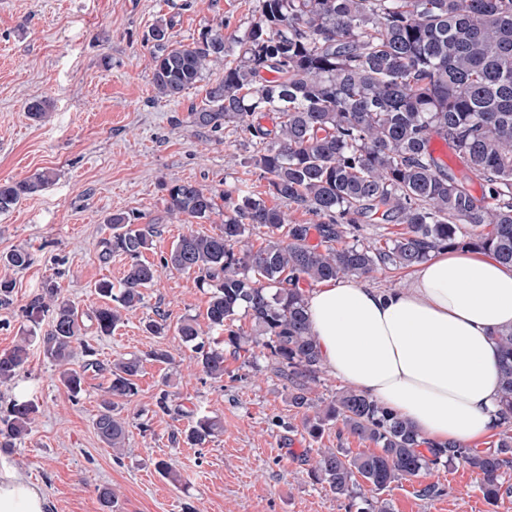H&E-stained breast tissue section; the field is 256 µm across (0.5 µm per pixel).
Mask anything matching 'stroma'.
Here are the masks:
<instances>
[{
	"label": "stroma",
	"mask_w": 512,
	"mask_h": 512,
	"mask_svg": "<svg viewBox=\"0 0 512 512\" xmlns=\"http://www.w3.org/2000/svg\"><path fill=\"white\" fill-rule=\"evenodd\" d=\"M257 16L258 0H0V182L53 174L43 191L0 213V254L24 248L32 256L24 269L0 263V280L15 285L12 303L0 306V352L19 343L27 325L23 310L52 277L82 317L85 346L76 349L72 367L97 363L85 369L80 400H72L59 366L34 340L17 382L0 384V410L20 396L40 407L24 441L0 449V474L24 471L47 495L51 512H104L102 487L115 495L114 512H349L348 498L310 477L312 449L376 450L336 424L312 442L265 347L225 354L224 377L213 380L174 333H147L146 322L159 313L172 324L204 320L209 292L194 274L165 272L111 335L96 329L93 311L102 300L95 285L120 281L128 264L122 256L101 258L108 216L134 212L159 225L143 255L156 262L187 230L165 211L166 183L190 181L212 193L215 210L196 227L208 235L218 233L239 191L261 196L267 186L246 162L258 146L242 127L192 126L197 89L176 101L157 96L153 24L166 19L171 43L189 45L218 24L225 34H242ZM35 98L52 104L45 120L27 112ZM157 348L169 350L172 361L151 360ZM131 355L141 357L142 368L136 395L116 407L127 429L116 450L99 439L94 421L110 364ZM164 390L174 406L169 413L156 406ZM190 409L222 424L201 448L183 442ZM160 459L172 477L156 471ZM430 483L438 494L420 496ZM501 483L507 494L488 503L479 475L455 462L377 497L389 512H512V469Z\"/></svg>",
	"instance_id": "1"
}]
</instances>
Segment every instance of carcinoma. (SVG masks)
<instances>
[{
  "label": "carcinoma",
  "mask_w": 512,
  "mask_h": 512,
  "mask_svg": "<svg viewBox=\"0 0 512 512\" xmlns=\"http://www.w3.org/2000/svg\"><path fill=\"white\" fill-rule=\"evenodd\" d=\"M259 16L241 35L224 36V25L191 45L170 43V24L151 29L153 84L162 98L177 99L202 82L216 64L224 75L204 86V98L190 113L199 129L242 125L262 149L247 163L261 171L268 194L324 218L318 224L286 223L284 212L243 191L224 214L220 233L182 234L155 265L142 260L158 234L140 216L114 213L106 219L112 236L102 256L130 259L119 289L96 285L104 304L93 311L105 336L122 312L140 305L159 269L196 274L209 291L208 328L224 331L239 309L249 315L255 335L228 330L223 343L239 351L258 337L267 341L271 365L288 382V406L303 414L302 426L318 441L339 420L350 435L381 448L353 455L346 448H319L311 475L335 493L353 498L358 478L371 490L410 480L441 462L468 465L481 476V491L497 501L502 470L512 468V328L497 332L501 348L498 440L494 447H431L391 411L351 388L328 403L312 397L323 367L306 313L304 284L367 277L381 267L407 269L440 250L489 252L512 265V0H259ZM237 57L229 62L231 53ZM270 118L272 128L261 123ZM439 138L455 154L460 174L434 156ZM481 181L482 194L467 187ZM48 171L0 182V212L41 191ZM165 210L183 223L214 212L213 196L192 182L166 185ZM369 215L404 225V232L377 247L347 236ZM269 230L265 246L238 248L250 228ZM0 262L25 269L24 248ZM275 286V293L269 292ZM52 322L40 337L44 355L63 367L60 380L73 399L84 392V371L68 367L82 343L79 313L45 282L27 311L36 335L42 316ZM175 333L196 354L212 378L224 377V348L202 338L197 320L185 317ZM28 358L27 345L0 352V383L16 379ZM137 356L109 369L95 429L110 448L123 447L126 426L114 414L116 401L137 393ZM38 406L12 400L0 415V448H14L31 432ZM184 442L201 447L219 423L189 412Z\"/></svg>",
  "instance_id": "1"
}]
</instances>
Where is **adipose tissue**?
Returning <instances> with one entry per match:
<instances>
[{"label":"adipose tissue","mask_w":512,"mask_h":512,"mask_svg":"<svg viewBox=\"0 0 512 512\" xmlns=\"http://www.w3.org/2000/svg\"><path fill=\"white\" fill-rule=\"evenodd\" d=\"M324 366L409 422L433 446H472L496 431L498 330L512 328V266L477 251H442L408 286L377 290L351 276L305 292ZM42 490L0 475V512H47Z\"/></svg>","instance_id":"adipose-tissue-1"}]
</instances>
